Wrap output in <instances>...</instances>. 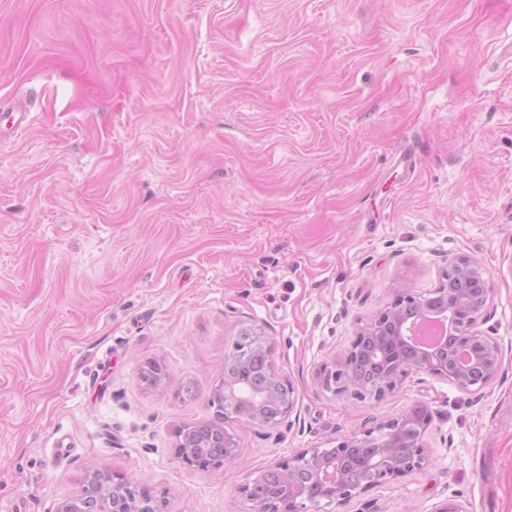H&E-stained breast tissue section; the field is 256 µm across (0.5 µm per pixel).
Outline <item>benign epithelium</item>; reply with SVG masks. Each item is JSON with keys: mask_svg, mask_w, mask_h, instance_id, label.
Here are the masks:
<instances>
[{"mask_svg": "<svg viewBox=\"0 0 512 512\" xmlns=\"http://www.w3.org/2000/svg\"><path fill=\"white\" fill-rule=\"evenodd\" d=\"M491 292L483 268L466 254L455 256L442 272L440 287L427 294L396 290L390 307L357 328L342 363L318 371L319 384L336 395L379 402L393 393L409 372L417 371L446 379L465 392L481 390L497 378L502 360L498 342L479 329L487 318ZM431 322L444 326L449 339L467 357L465 362L448 366L445 344L432 349L411 347L419 326ZM380 335L399 347L412 349V360L387 364L385 373L371 383L353 375L348 362L366 339ZM293 393L291 381L275 372L258 391L226 374L214 396H224V416L273 427L292 413ZM430 423L429 410L413 405L400 415L380 419L359 437L346 438L333 448L303 449L276 463L273 470L282 477L280 489L255 494V486L264 480L261 476L246 484L243 493L253 502V512H300L306 505L300 502V489L292 483L304 473L316 486L312 506L343 505L427 465ZM224 441L228 451L218 459L198 458L188 448L179 452L191 467L219 469L234 456V439L227 431ZM85 482L100 488V500L110 501L112 512H156L153 501L133 497V484L121 473L92 469L86 473Z\"/></svg>", "mask_w": 512, "mask_h": 512, "instance_id": "benign-epithelium-1", "label": "benign epithelium"}]
</instances>
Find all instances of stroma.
Instances as JSON below:
<instances>
[{
    "label": "stroma",
    "instance_id": "1",
    "mask_svg": "<svg viewBox=\"0 0 512 512\" xmlns=\"http://www.w3.org/2000/svg\"><path fill=\"white\" fill-rule=\"evenodd\" d=\"M512 0H0V512H56L88 467L159 512H253L242 488L427 407L429 463L330 512H512ZM466 254L498 377L324 390L394 288ZM295 407L187 466L242 329ZM28 115L24 103L15 104L10 112H4L0 115V139L5 134L20 136L28 129ZM4 124V127L2 125ZM185 435V432L180 435V437L182 436V440L180 441L178 448L183 461L191 467L204 471L219 469L224 466V463L230 461L234 456V439L226 429H224L225 447L231 448H228V451L224 454V456L218 459L198 458L191 452L189 448H180L183 440L186 437Z\"/></svg>",
    "mask_w": 512,
    "mask_h": 512
}]
</instances>
